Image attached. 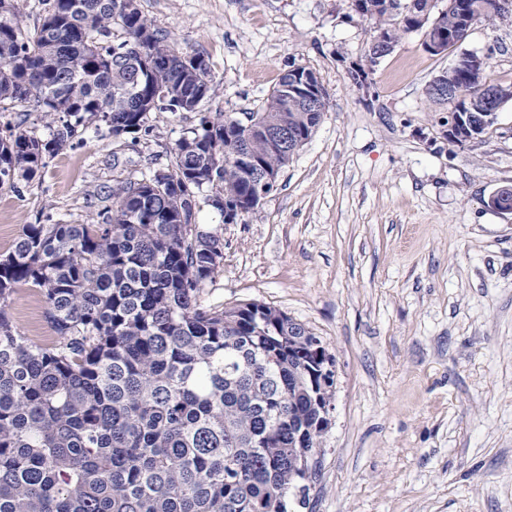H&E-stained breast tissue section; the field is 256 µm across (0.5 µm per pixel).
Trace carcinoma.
<instances>
[{
  "mask_svg": "<svg viewBox=\"0 0 512 512\" xmlns=\"http://www.w3.org/2000/svg\"><path fill=\"white\" fill-rule=\"evenodd\" d=\"M15 0H0V112L34 102L49 137L0 138V187L33 180L78 128L113 136L152 132L150 113L193 112L210 97L200 53H180L139 0H41L42 23L24 28ZM477 21L504 18L494 0H466ZM386 43L420 31L450 36L464 17L435 19L402 0H362ZM467 53L440 73L457 109L496 117L470 80ZM378 65L368 52L349 70L359 85ZM292 68L248 122L204 120L176 144L164 173L112 185L97 224H28L0 257V512H287L301 465L296 434L319 443L321 390L315 335L262 304L201 303L224 260V240L195 224L197 195L232 223L258 212L255 194L318 126L322 113L288 90ZM228 198L229 211L220 200ZM38 289L55 333L17 331V289Z\"/></svg>",
  "mask_w": 512,
  "mask_h": 512,
  "instance_id": "carcinoma-1",
  "label": "carcinoma"
}]
</instances>
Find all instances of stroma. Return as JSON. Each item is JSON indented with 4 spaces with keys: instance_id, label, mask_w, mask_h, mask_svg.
Listing matches in <instances>:
<instances>
[{
    "instance_id": "1",
    "label": "stroma",
    "mask_w": 512,
    "mask_h": 512,
    "mask_svg": "<svg viewBox=\"0 0 512 512\" xmlns=\"http://www.w3.org/2000/svg\"><path fill=\"white\" fill-rule=\"evenodd\" d=\"M176 50L208 58L197 112H153L150 136L88 129L31 181L0 187V255L24 225L87 224L119 180L165 169L201 116L246 119L290 67L315 72L326 110L257 214L225 223L198 195L196 222L224 240L206 307L264 304L334 360L318 475L288 512H512V100L478 140L450 143L425 88L457 52L405 35L349 79L371 24L350 0H140ZM461 49L512 84V23L475 24ZM460 49V50H461ZM22 334L49 341L42 297L13 296Z\"/></svg>"
}]
</instances>
